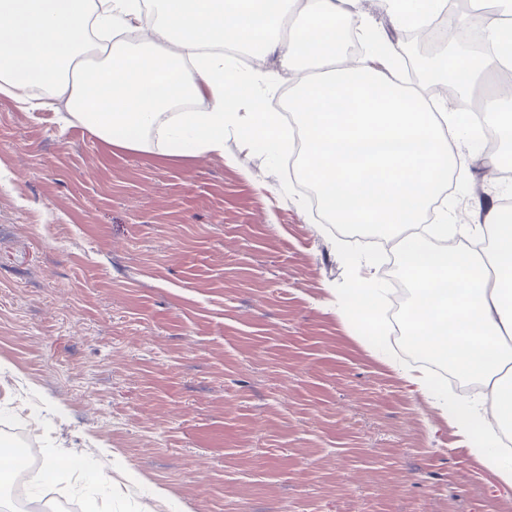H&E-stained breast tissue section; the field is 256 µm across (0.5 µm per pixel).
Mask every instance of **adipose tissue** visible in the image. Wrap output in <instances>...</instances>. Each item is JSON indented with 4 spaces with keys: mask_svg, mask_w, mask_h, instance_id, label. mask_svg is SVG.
Masks as SVG:
<instances>
[{
    "mask_svg": "<svg viewBox=\"0 0 512 512\" xmlns=\"http://www.w3.org/2000/svg\"><path fill=\"white\" fill-rule=\"evenodd\" d=\"M354 0H0V96L29 110L52 108L64 125L87 127L111 146L141 151L160 144L169 158L220 153L224 136L243 143L263 135L286 149L293 131L306 138L301 176L315 188L333 224H376L404 235L399 255L415 273L407 334L423 353L486 384L493 415L480 405L440 398L469 453L512 487V455L495 446L498 426H512V220L490 212L470 227L491 249H434L411 233L425 211L461 178L467 163L451 143L459 107L431 109L420 89L394 73L397 47L381 65L346 57L330 22L373 27ZM302 24L288 38L276 30ZM253 58L276 56L281 72L246 76L222 48ZM491 57L452 55L432 68L437 83L455 80L465 96L485 87ZM292 79L296 127L270 105L240 111L248 86L262 94ZM202 99L203 112L179 111ZM483 121L504 147L490 166H512V96L484 99Z\"/></svg>",
    "mask_w": 512,
    "mask_h": 512,
    "instance_id": "ef3b65f1",
    "label": "adipose tissue"
}]
</instances>
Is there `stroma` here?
I'll list each match as a JSON object with an SVG mask.
<instances>
[{
  "instance_id": "stroma-1",
  "label": "stroma",
  "mask_w": 512,
  "mask_h": 512,
  "mask_svg": "<svg viewBox=\"0 0 512 512\" xmlns=\"http://www.w3.org/2000/svg\"><path fill=\"white\" fill-rule=\"evenodd\" d=\"M448 221L512 180L463 143ZM391 234L337 230L286 156L232 134L170 160L0 97V448L41 433L28 501L79 512H512L335 289L390 292ZM66 465L65 474L49 469Z\"/></svg>"
}]
</instances>
